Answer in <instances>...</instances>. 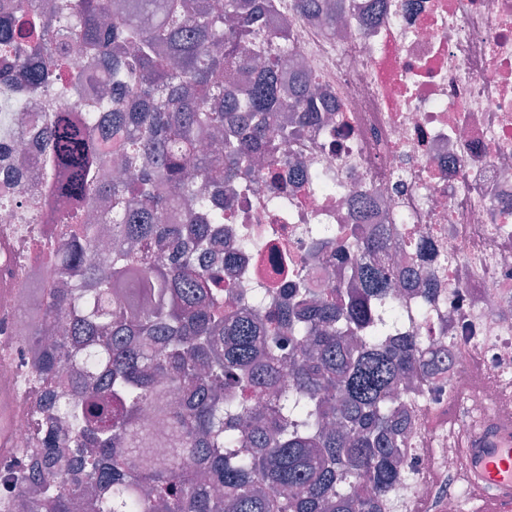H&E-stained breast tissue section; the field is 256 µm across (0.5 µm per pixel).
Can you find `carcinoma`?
I'll return each mask as SVG.
<instances>
[{
	"label": "carcinoma",
	"instance_id": "1",
	"mask_svg": "<svg viewBox=\"0 0 512 512\" xmlns=\"http://www.w3.org/2000/svg\"><path fill=\"white\" fill-rule=\"evenodd\" d=\"M269 0H0V100L46 132L53 200L27 224L71 225L41 319L24 331L41 391L40 447L0 512H378L402 480L406 401L454 366L398 335L386 237L318 295L300 278L249 313L224 301V217L244 167L294 136L322 93L265 53ZM88 67L74 72L69 59ZM0 208L17 175H0ZM182 202L186 222L163 224ZM164 447L159 457L154 449Z\"/></svg>",
	"mask_w": 512,
	"mask_h": 512
}]
</instances>
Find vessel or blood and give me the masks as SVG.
<instances>
[{
	"mask_svg": "<svg viewBox=\"0 0 512 512\" xmlns=\"http://www.w3.org/2000/svg\"><path fill=\"white\" fill-rule=\"evenodd\" d=\"M473 512H512V422L487 420L459 453Z\"/></svg>",
	"mask_w": 512,
	"mask_h": 512,
	"instance_id": "1",
	"label": "vessel or blood"
}]
</instances>
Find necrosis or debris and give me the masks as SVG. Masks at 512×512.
Here are the masks:
<instances>
[{
    "instance_id": "4bbe7bcc",
    "label": "necrosis or debris",
    "mask_w": 512,
    "mask_h": 512,
    "mask_svg": "<svg viewBox=\"0 0 512 512\" xmlns=\"http://www.w3.org/2000/svg\"><path fill=\"white\" fill-rule=\"evenodd\" d=\"M271 31L291 45L324 92L317 119L301 124L286 163L249 172L251 190L225 233H253L256 250L225 253L224 280L254 288L253 267L276 253L289 288L321 224L355 241L365 224L388 228L386 265L416 243L437 286L429 316L414 292L398 297L426 346L450 353L455 371L426 384L408 412L404 479L380 512H460L464 491L447 478L459 442L448 404L464 398L461 426L493 414L512 420V0H347L336 23L276 0ZM63 224H22L0 209V492L37 445V383L18 330L37 310L30 284L47 287L41 242Z\"/></svg>"
}]
</instances>
